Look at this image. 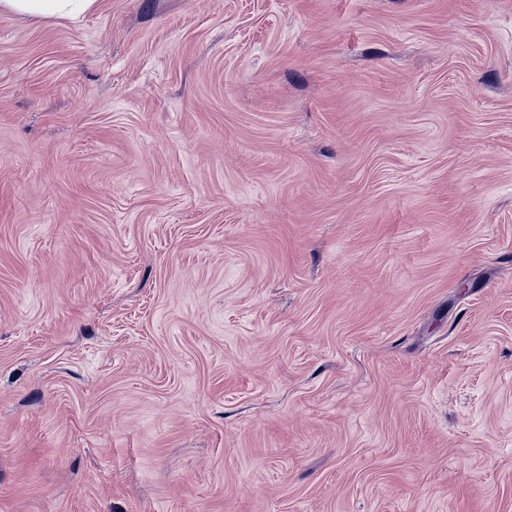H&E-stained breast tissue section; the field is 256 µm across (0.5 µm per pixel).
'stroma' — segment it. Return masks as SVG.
Listing matches in <instances>:
<instances>
[{
	"label": "stroma",
	"instance_id": "1",
	"mask_svg": "<svg viewBox=\"0 0 512 512\" xmlns=\"http://www.w3.org/2000/svg\"><path fill=\"white\" fill-rule=\"evenodd\" d=\"M0 512H512V0L0 13Z\"/></svg>",
	"mask_w": 512,
	"mask_h": 512
}]
</instances>
